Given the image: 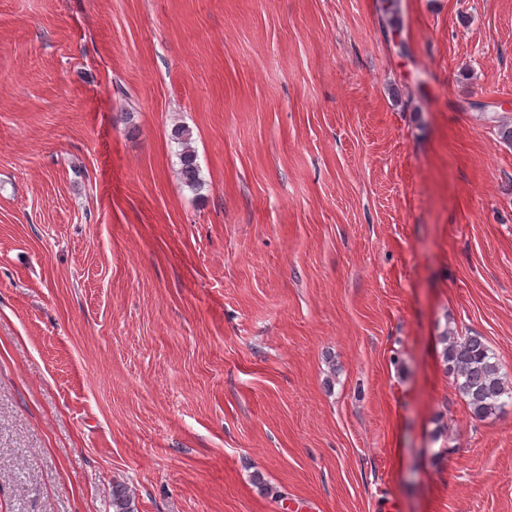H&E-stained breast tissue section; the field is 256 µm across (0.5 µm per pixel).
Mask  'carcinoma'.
Instances as JSON below:
<instances>
[{
    "label": "carcinoma",
    "mask_w": 512,
    "mask_h": 512,
    "mask_svg": "<svg viewBox=\"0 0 512 512\" xmlns=\"http://www.w3.org/2000/svg\"><path fill=\"white\" fill-rule=\"evenodd\" d=\"M171 139L180 147L179 174L186 187L196 192L204 186L192 132L184 125L172 128ZM442 358L453 375L455 388L472 415L484 420L496 414L504 405L503 397L512 399V388L501 373L494 353L478 335L458 336L443 333ZM112 512H136L135 497L128 486L112 487Z\"/></svg>",
    "instance_id": "cac0c4a2"
}]
</instances>
